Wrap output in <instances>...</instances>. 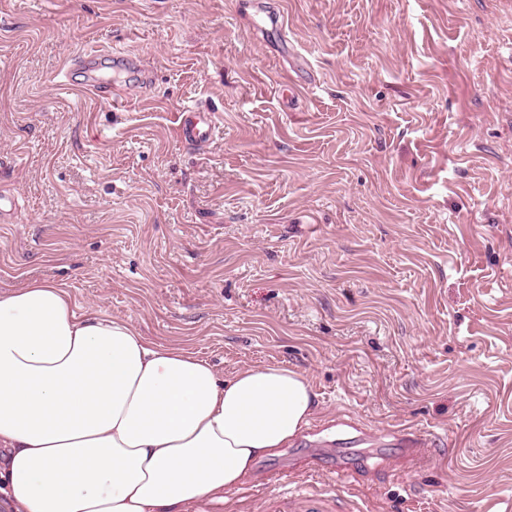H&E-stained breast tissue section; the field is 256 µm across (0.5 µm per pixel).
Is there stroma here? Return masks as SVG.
Segmentation results:
<instances>
[{
	"label": "stroma",
	"mask_w": 512,
	"mask_h": 512,
	"mask_svg": "<svg viewBox=\"0 0 512 512\" xmlns=\"http://www.w3.org/2000/svg\"><path fill=\"white\" fill-rule=\"evenodd\" d=\"M238 2L0 0V293L63 284L225 378L306 373L311 426L216 512H506L512 0H279L288 57ZM112 48L141 62L116 109L62 78ZM187 105L217 114L206 150ZM188 115L183 117L178 127L180 141L193 149L205 150L214 141L218 125L213 113L203 112L196 107L184 110ZM335 496L313 491H289L288 496L265 498L260 500L257 510L260 512H361L357 503H349L342 511L335 508Z\"/></svg>",
	"instance_id": "35a3bbf8"
}]
</instances>
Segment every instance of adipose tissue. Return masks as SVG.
<instances>
[{"label": "adipose tissue", "mask_w": 512, "mask_h": 512, "mask_svg": "<svg viewBox=\"0 0 512 512\" xmlns=\"http://www.w3.org/2000/svg\"><path fill=\"white\" fill-rule=\"evenodd\" d=\"M317 408L280 364L232 377L127 321L77 314L30 281L0 294V505L6 512H188L279 455Z\"/></svg>", "instance_id": "1"}]
</instances>
